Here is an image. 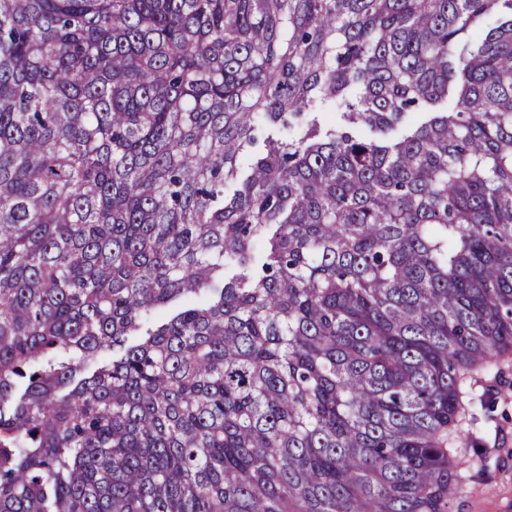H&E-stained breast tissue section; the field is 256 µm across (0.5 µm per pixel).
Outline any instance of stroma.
<instances>
[{
  "label": "stroma",
  "instance_id": "obj_1",
  "mask_svg": "<svg viewBox=\"0 0 512 512\" xmlns=\"http://www.w3.org/2000/svg\"><path fill=\"white\" fill-rule=\"evenodd\" d=\"M474 398L459 429L463 490L448 512H503L512 503V355L471 381Z\"/></svg>",
  "mask_w": 512,
  "mask_h": 512
}]
</instances>
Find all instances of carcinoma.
Returning a JSON list of instances; mask_svg holds the SVG:
<instances>
[{
	"label": "carcinoma",
	"instance_id": "cac0c4a2",
	"mask_svg": "<svg viewBox=\"0 0 512 512\" xmlns=\"http://www.w3.org/2000/svg\"><path fill=\"white\" fill-rule=\"evenodd\" d=\"M507 351L512 0H0V512H448Z\"/></svg>",
	"mask_w": 512,
	"mask_h": 512
}]
</instances>
